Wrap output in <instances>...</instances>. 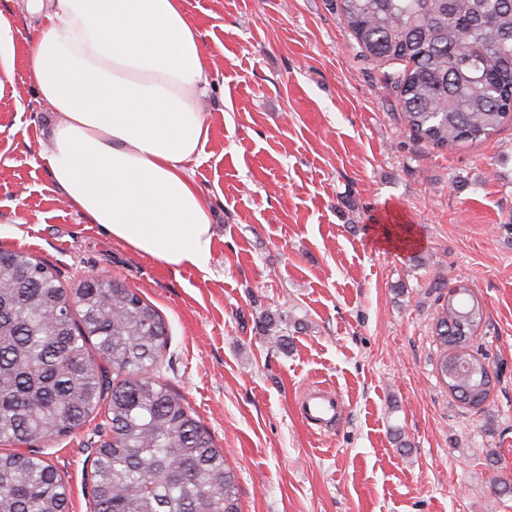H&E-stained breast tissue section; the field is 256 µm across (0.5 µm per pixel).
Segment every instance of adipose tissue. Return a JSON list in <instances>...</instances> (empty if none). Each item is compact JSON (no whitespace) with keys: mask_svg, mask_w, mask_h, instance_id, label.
<instances>
[{"mask_svg":"<svg viewBox=\"0 0 512 512\" xmlns=\"http://www.w3.org/2000/svg\"><path fill=\"white\" fill-rule=\"evenodd\" d=\"M28 50L55 114L47 163L68 202L167 267L206 268L211 215L187 168L208 135L211 86L183 0H30Z\"/></svg>","mask_w":512,"mask_h":512,"instance_id":"obj_1","label":"adipose tissue"}]
</instances>
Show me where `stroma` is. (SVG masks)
Wrapping results in <instances>:
<instances>
[{
	"label": "stroma",
	"mask_w": 512,
	"mask_h": 512,
	"mask_svg": "<svg viewBox=\"0 0 512 512\" xmlns=\"http://www.w3.org/2000/svg\"><path fill=\"white\" fill-rule=\"evenodd\" d=\"M27 0L0 90V247L64 286L103 274L168 327L155 377L237 473L243 512H512V124L446 151L412 136L337 0H184L212 86L188 163L211 210L206 269L174 271L67 204L43 158L54 115L27 71ZM469 280L475 351L495 378L472 408L437 373L438 298ZM341 400L322 428L304 391ZM87 422L46 442L71 512H92Z\"/></svg>",
	"instance_id": "1"
}]
</instances>
